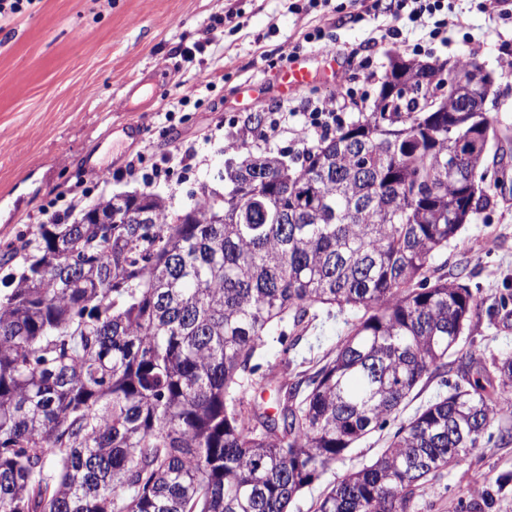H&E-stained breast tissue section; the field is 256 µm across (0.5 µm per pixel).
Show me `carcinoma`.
Wrapping results in <instances>:
<instances>
[{"mask_svg": "<svg viewBox=\"0 0 512 512\" xmlns=\"http://www.w3.org/2000/svg\"><path fill=\"white\" fill-rule=\"evenodd\" d=\"M388 97L309 151L263 152L174 211L156 193L103 196L6 247L0 279V512H288L292 500L448 365L494 306L430 280L434 256L494 204L473 178L507 151L470 137L471 112H428L454 81L411 69ZM463 141L454 173L453 144ZM150 223L127 221L130 209ZM362 309L333 357L244 405L257 351L318 307ZM418 410L316 512H414L416 489L466 458L512 402L497 380Z\"/></svg>", "mask_w": 512, "mask_h": 512, "instance_id": "obj_1", "label": "carcinoma"}]
</instances>
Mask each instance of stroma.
I'll use <instances>...</instances> for the list:
<instances>
[{
  "mask_svg": "<svg viewBox=\"0 0 512 512\" xmlns=\"http://www.w3.org/2000/svg\"><path fill=\"white\" fill-rule=\"evenodd\" d=\"M496 2L453 0L446 32L433 40L428 27L394 18L390 0H34L25 13L0 21V247L42 223L43 207L60 194L83 191L93 201L143 192L123 173L140 153L150 162L176 149L196 153L192 171L173 172L153 187L176 210L201 189L223 192L225 166L246 153L268 151L300 167L305 149L320 143L304 129L303 112L343 84L362 93L363 108L372 107L378 76L401 44H421L423 62H479L493 78L497 133L512 140V19H501ZM318 28L321 41L302 43ZM325 50L336 54L337 68L322 58ZM303 57L311 82L282 98L278 76ZM248 87L264 94L267 111L281 114V128L230 152V121L251 114ZM186 88L195 89L194 99L174 105ZM433 265L445 278L461 277L484 305L512 311V174L494 205L463 225ZM356 319L355 311L333 306L319 310L305 333L284 323V340L269 341L262 359L286 367L289 377L309 376ZM465 355L494 373L512 357V327L494 317L466 330L447 369L353 444L288 512H314L334 482L371 465L417 409L459 383ZM505 428H512V413L498 415L473 455L421 488L416 512H512Z\"/></svg>",
  "mask_w": 512,
  "mask_h": 512,
  "instance_id": "1",
  "label": "stroma"
}]
</instances>
